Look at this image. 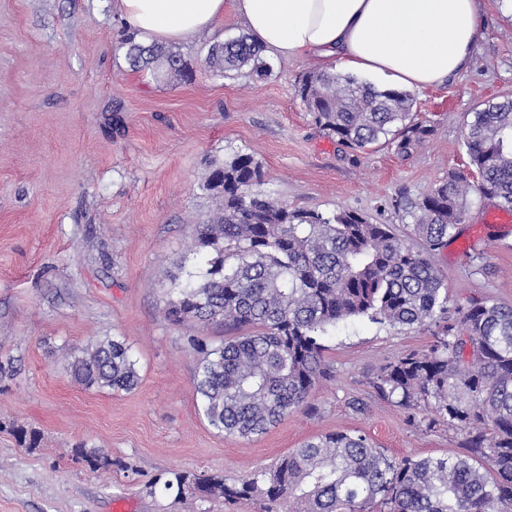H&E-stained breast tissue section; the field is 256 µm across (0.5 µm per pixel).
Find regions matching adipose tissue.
Instances as JSON below:
<instances>
[{"instance_id":"1","label":"adipose tissue","mask_w":512,"mask_h":512,"mask_svg":"<svg viewBox=\"0 0 512 512\" xmlns=\"http://www.w3.org/2000/svg\"><path fill=\"white\" fill-rule=\"evenodd\" d=\"M136 37L184 42L232 11L266 54L337 63L383 89L420 91L464 68L481 0H116Z\"/></svg>"}]
</instances>
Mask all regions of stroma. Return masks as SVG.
I'll list each match as a JSON object with an SVG mask.
<instances>
[{"label":"stroma","mask_w":512,"mask_h":512,"mask_svg":"<svg viewBox=\"0 0 512 512\" xmlns=\"http://www.w3.org/2000/svg\"><path fill=\"white\" fill-rule=\"evenodd\" d=\"M113 0H0V512H181L163 491L171 472L234 483L273 467L303 442L360 432L394 458L456 456L463 434L427 428L425 409L396 406L377 388L382 367L427 348L426 329L365 318L323 338L332 374L302 408L265 434L230 438L199 409V337L230 329L166 320L167 275L200 265L197 224L221 205L203 185L237 152L265 173L264 190L289 206L358 211L408 228L390 202L427 194L467 170L464 121L512 97V11L484 0L477 50L444 84L414 92V117L432 129L410 157L354 150L320 129L294 93L311 58L274 59L271 76L222 79L200 37L174 44L194 71L183 81L132 70ZM121 114H113L114 106ZM494 201L470 195L460 233L436 253L449 304L491 297L512 304V223L492 224ZM106 336L126 341L140 383L84 389L56 347ZM36 431L37 447L18 428ZM105 449L91 472L80 443Z\"/></svg>","instance_id":"1"}]
</instances>
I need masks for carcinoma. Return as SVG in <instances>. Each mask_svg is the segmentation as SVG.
<instances>
[{
    "mask_svg": "<svg viewBox=\"0 0 512 512\" xmlns=\"http://www.w3.org/2000/svg\"><path fill=\"white\" fill-rule=\"evenodd\" d=\"M125 45L136 70L191 75L178 52L132 34ZM205 64L222 78L245 68L259 78L273 72L245 34L209 44ZM295 92L316 124L349 148L383 142L407 157L432 133L415 121L409 93L379 91L333 69L306 75ZM463 145L477 182L450 170L422 198L391 203L411 219L407 239L356 211L290 208L260 189L264 172L252 155H231L205 183L222 198L219 212L196 227L192 249L205 262L170 278L165 315L239 331L216 347L193 345L202 354L194 375L201 411L214 430L240 438L307 403L330 374L322 338L337 324L366 317L423 327L433 337L428 349L384 367L378 389L401 407L429 409L428 426L464 432L468 454L394 460L362 434L335 432L237 483L175 472L164 489L229 504L259 500L262 512H512V305L484 297L448 307L435 262L459 233L469 194L512 210V99L471 113ZM61 350L66 372L89 390L138 386L136 360L116 336ZM76 454L93 471L112 466L101 448L82 445Z\"/></svg>",
    "mask_w": 512,
    "mask_h": 512,
    "instance_id": "obj_1",
    "label": "carcinoma"
}]
</instances>
